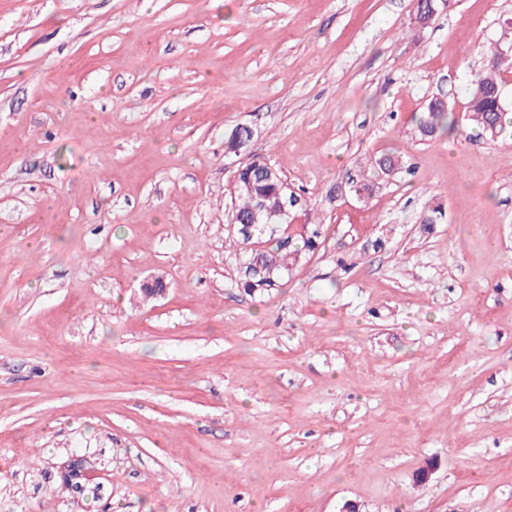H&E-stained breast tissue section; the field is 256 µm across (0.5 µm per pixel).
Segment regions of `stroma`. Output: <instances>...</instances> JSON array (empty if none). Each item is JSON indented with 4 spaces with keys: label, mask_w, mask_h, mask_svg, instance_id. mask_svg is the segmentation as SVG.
<instances>
[{
    "label": "stroma",
    "mask_w": 512,
    "mask_h": 512,
    "mask_svg": "<svg viewBox=\"0 0 512 512\" xmlns=\"http://www.w3.org/2000/svg\"><path fill=\"white\" fill-rule=\"evenodd\" d=\"M508 18L0 0V512H512V141L414 122L463 113ZM387 150L408 170L348 192ZM254 157L322 226L261 297L224 215ZM416 132L419 140L428 141L440 136L463 133L460 120L447 102L430 99L424 112L417 119Z\"/></svg>",
    "instance_id": "1"
}]
</instances>
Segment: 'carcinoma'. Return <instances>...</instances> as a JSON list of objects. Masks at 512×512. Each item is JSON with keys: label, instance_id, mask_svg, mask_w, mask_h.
Instances as JSON below:
<instances>
[{"label": "carcinoma", "instance_id": "carcinoma-1", "mask_svg": "<svg viewBox=\"0 0 512 512\" xmlns=\"http://www.w3.org/2000/svg\"><path fill=\"white\" fill-rule=\"evenodd\" d=\"M496 40L484 47L486 65L471 80L469 100L464 119H459L448 103L431 99L417 119L419 140L463 132V124H471L477 135L489 140L512 139V112L502 111L505 99L503 74L512 69V53L503 52ZM252 130L239 127L228 140V149L236 152L247 144ZM373 174H388L405 167L402 157L393 153L367 159ZM271 164L253 158L238 173L235 189L230 192L231 204L225 209L228 224L245 245L238 286L250 296H262L283 285V281L301 267L320 245V225L297 219L309 217L313 207L301 193L284 188L286 177L269 171ZM294 194L302 204L291 209L288 220L273 215L277 200Z\"/></svg>", "mask_w": 512, "mask_h": 512}]
</instances>
